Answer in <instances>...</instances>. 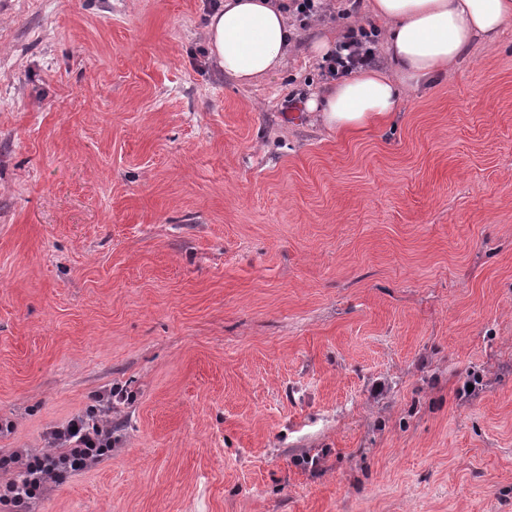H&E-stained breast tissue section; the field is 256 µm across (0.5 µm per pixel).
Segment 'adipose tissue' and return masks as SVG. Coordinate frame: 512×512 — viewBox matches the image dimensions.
<instances>
[{"label": "adipose tissue", "mask_w": 512, "mask_h": 512, "mask_svg": "<svg viewBox=\"0 0 512 512\" xmlns=\"http://www.w3.org/2000/svg\"><path fill=\"white\" fill-rule=\"evenodd\" d=\"M371 12L386 23L397 75L367 69L328 81L307 100L328 128L351 130L393 114L403 88L446 72L474 41H495L512 22V0H373ZM205 32L211 58L242 86L277 72L295 36L276 0H220Z\"/></svg>", "instance_id": "obj_1"}]
</instances>
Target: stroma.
Returning a JSON list of instances; mask_svg holds the SVG:
<instances>
[{"label":"stroma","instance_id":"1","mask_svg":"<svg viewBox=\"0 0 512 512\" xmlns=\"http://www.w3.org/2000/svg\"><path fill=\"white\" fill-rule=\"evenodd\" d=\"M208 5L0 0V451L121 394L34 512H512V25L336 132L350 21L241 87Z\"/></svg>","mask_w":512,"mask_h":512}]
</instances>
